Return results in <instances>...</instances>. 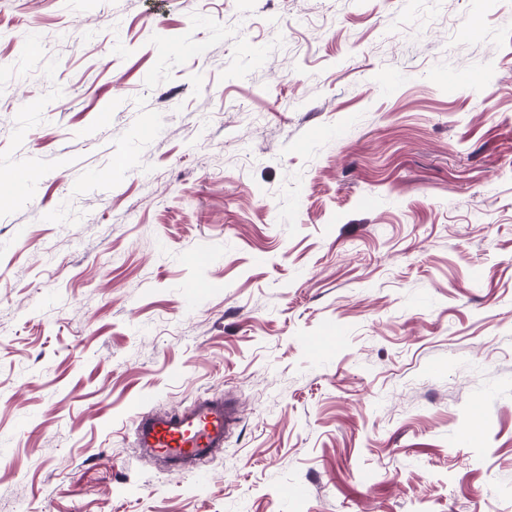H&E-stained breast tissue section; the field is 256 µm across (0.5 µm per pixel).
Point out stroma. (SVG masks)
Wrapping results in <instances>:
<instances>
[{"instance_id":"35a3bbf8","label":"stroma","mask_w":512,"mask_h":512,"mask_svg":"<svg viewBox=\"0 0 512 512\" xmlns=\"http://www.w3.org/2000/svg\"><path fill=\"white\" fill-rule=\"evenodd\" d=\"M150 2L0 0V512H512V0ZM239 420V408L224 396L199 398L190 406L164 413H137L133 425L140 448L174 470L212 458Z\"/></svg>"}]
</instances>
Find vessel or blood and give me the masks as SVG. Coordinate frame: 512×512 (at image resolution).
Masks as SVG:
<instances>
[{
	"instance_id": "obj_1",
	"label": "vessel or blood",
	"mask_w": 512,
	"mask_h": 512,
	"mask_svg": "<svg viewBox=\"0 0 512 512\" xmlns=\"http://www.w3.org/2000/svg\"><path fill=\"white\" fill-rule=\"evenodd\" d=\"M238 420L236 403L212 396L197 399L179 410L136 414L133 425L139 447L179 470L215 456Z\"/></svg>"
}]
</instances>
